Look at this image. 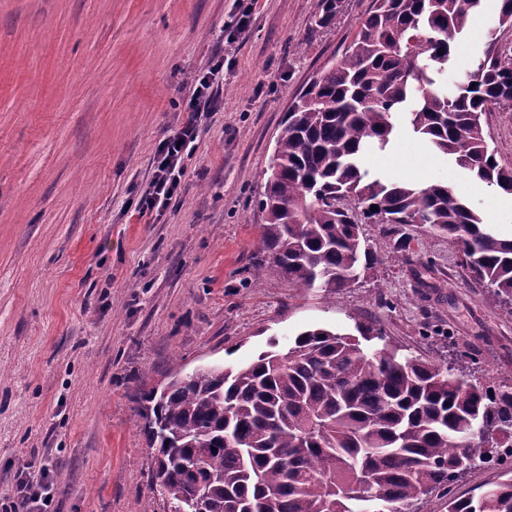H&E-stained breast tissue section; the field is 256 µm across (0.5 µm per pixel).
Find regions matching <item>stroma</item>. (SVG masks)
Wrapping results in <instances>:
<instances>
[{
	"instance_id": "obj_1",
	"label": "stroma",
	"mask_w": 512,
	"mask_h": 512,
	"mask_svg": "<svg viewBox=\"0 0 512 512\" xmlns=\"http://www.w3.org/2000/svg\"><path fill=\"white\" fill-rule=\"evenodd\" d=\"M372 0H0V499L22 470L47 468L45 512H162L150 483L141 390L184 371L237 368L283 352L303 329H380L434 362L465 352L480 378L512 380V308L446 239L382 225L363 236L383 259L335 293L256 276L258 199L292 98L353 39ZM485 5L448 71L481 53ZM224 59L218 107L184 158L176 201L140 213L160 140L188 88ZM512 165V112L481 118ZM401 132L384 177L460 187L498 232L512 201L452 162L420 167Z\"/></svg>"
}]
</instances>
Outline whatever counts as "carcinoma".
Wrapping results in <instances>:
<instances>
[{"instance_id":"cac0c4a2","label":"carcinoma","mask_w":512,"mask_h":512,"mask_svg":"<svg viewBox=\"0 0 512 512\" xmlns=\"http://www.w3.org/2000/svg\"><path fill=\"white\" fill-rule=\"evenodd\" d=\"M484 0H373L332 65L286 113L258 207L261 268L303 288L336 292L382 263L361 225L395 233L410 224L448 238L487 288L491 307L512 304V238L445 181L422 187L370 173L406 128L494 191L512 194V167L499 163L481 117L512 111V0L475 67L448 92L444 76ZM343 0H321L330 23ZM376 210H371V206ZM317 327L284 353L238 369L177 370L141 392L143 431L155 450L151 475L169 512H412L437 492L448 512H512V469L479 495L454 484L489 449H512V383L473 381L437 364L368 342L383 339Z\"/></svg>"}]
</instances>
